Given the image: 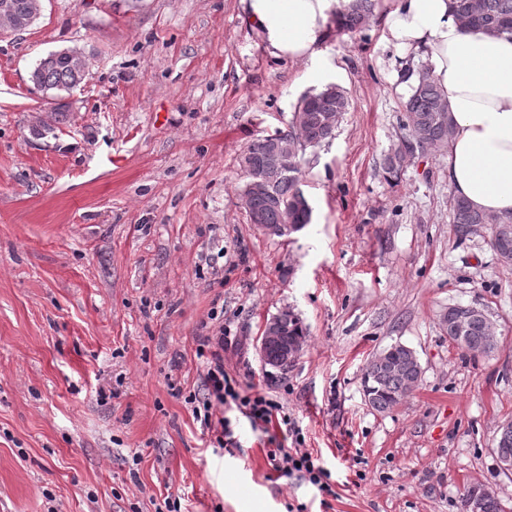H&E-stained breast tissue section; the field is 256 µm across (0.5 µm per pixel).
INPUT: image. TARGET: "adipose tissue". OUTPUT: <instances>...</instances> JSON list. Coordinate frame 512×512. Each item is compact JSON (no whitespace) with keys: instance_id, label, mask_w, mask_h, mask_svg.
Listing matches in <instances>:
<instances>
[{"instance_id":"ef3b65f1","label":"adipose tissue","mask_w":512,"mask_h":512,"mask_svg":"<svg viewBox=\"0 0 512 512\" xmlns=\"http://www.w3.org/2000/svg\"><path fill=\"white\" fill-rule=\"evenodd\" d=\"M271 56L318 63L334 10L352 0H241ZM383 38L422 57L455 130L444 153L455 196L512 214V32L461 28L454 0H383Z\"/></svg>"}]
</instances>
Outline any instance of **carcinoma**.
I'll return each mask as SVG.
<instances>
[{
  "label": "carcinoma",
  "mask_w": 512,
  "mask_h": 512,
  "mask_svg": "<svg viewBox=\"0 0 512 512\" xmlns=\"http://www.w3.org/2000/svg\"><path fill=\"white\" fill-rule=\"evenodd\" d=\"M376 0H354L351 7L334 15V24L339 33H356L362 30L374 16ZM455 12L462 27L482 26L492 31H512V0H455ZM87 65L75 66L69 55L58 51L39 60L30 73L29 80L34 88L69 92L81 84L86 77ZM405 80L411 81L410 95L404 105L402 127L405 135L382 159V168L391 178L400 174L406 163L408 147L425 154L436 155L443 151L454 134V122L448 108L445 93L432 79L429 69L417 71L404 69ZM350 106L346 91L337 86H326L318 92L305 94L298 103L295 123L288 134L280 138L264 137L252 141L246 148L249 161L255 168L263 165L265 156L276 144H288V157L304 158L309 148L321 145L330 138V131L324 125L328 112L341 117ZM302 170L286 176L270 175V193L255 197L249 202L252 210L262 215V223H280V206L288 203L292 222L306 226L311 222L312 211L299 209L295 199L303 195L300 188ZM451 223L462 233L475 225H486L493 252L502 249L512 251V216L501 217L474 209L461 199H449ZM461 325L467 336V347L462 352L472 354L483 352L489 335V323L485 313L472 305H454L448 308V335L455 333V325ZM387 364L366 367L362 383L369 391L368 403L378 411L385 412L398 403L403 394L406 378L393 372L390 366L400 364L409 367L410 353L406 346L396 343L385 349Z\"/></svg>",
  "instance_id": "obj_1"
}]
</instances>
